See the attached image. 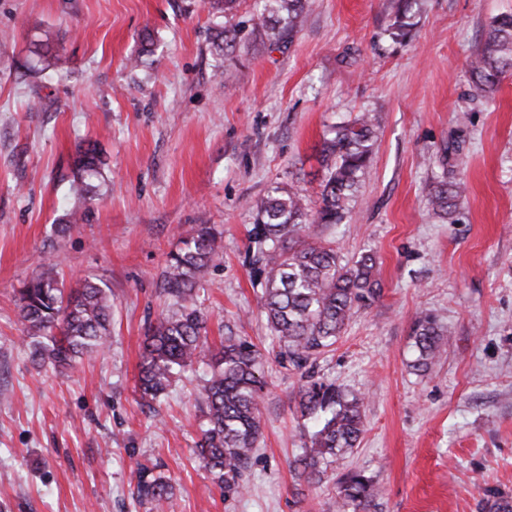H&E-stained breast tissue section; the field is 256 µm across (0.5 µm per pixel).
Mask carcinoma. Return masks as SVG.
<instances>
[{
  "label": "carcinoma",
  "mask_w": 512,
  "mask_h": 512,
  "mask_svg": "<svg viewBox=\"0 0 512 512\" xmlns=\"http://www.w3.org/2000/svg\"><path fill=\"white\" fill-rule=\"evenodd\" d=\"M210 9L225 18L216 22L211 51L218 57L235 49L247 21L231 22L237 0H208ZM306 0H265L254 30L272 45L300 25ZM395 21L389 37L398 43L412 38L420 0H396ZM151 33L142 35L141 48L132 60L135 67L153 54ZM512 70V16L495 18L471 70L479 92H490L501 76ZM375 147L374 118L363 114L331 127L321 149L325 177L318 205L292 188L275 187L256 208L248 230L246 264L252 285L261 289L260 302L267 324L279 341L281 361L306 369L299 390L302 417L312 422L309 444L298 459L299 476L312 484L322 482L336 459L353 452L364 432L365 396L323 377L311 366L331 350L345 333L358 309L370 305L381 293L374 278L376 260L364 252L351 263L342 262L336 242L327 231L341 224L351 212ZM104 162L94 143L76 148L70 192L84 203L94 197L95 181L102 177ZM434 214L448 218L456 207L460 186L447 173L425 188ZM222 233L199 227L182 240L183 247L169 253L161 273V294L175 307L149 325L145 336L139 377L141 398L154 400L163 394L174 375L195 364L207 366L201 398L206 419L199 443V458L219 483L238 486L261 436L259 416L263 380L260 355L242 336L224 337L221 346L207 339L208 317L198 307L195 289L201 276L221 264ZM19 315L33 342V354L56 369L71 365L76 357L99 352L105 345L112 321V293L104 283L89 278L76 289L65 288L54 266H43L19 292ZM414 359L410 367L427 373L443 352L442 327L429 313L414 321ZM337 508L365 512L378 497L374 480L361 470L338 479ZM171 487L151 470L142 471L137 495L160 508ZM482 512H512V497L491 488L486 491Z\"/></svg>",
  "instance_id": "carcinoma-1"
}]
</instances>
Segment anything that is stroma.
<instances>
[{
  "label": "stroma",
  "instance_id": "obj_1",
  "mask_svg": "<svg viewBox=\"0 0 512 512\" xmlns=\"http://www.w3.org/2000/svg\"><path fill=\"white\" fill-rule=\"evenodd\" d=\"M394 12V0H307L280 47L257 39L219 58L204 0H0V512H153L136 494L144 467L172 486L166 512H337L351 470L381 489L369 512H481L486 489L512 495V71L486 94L470 78L512 0H421L405 44L386 36ZM47 29L61 61L43 71ZM146 30L151 66L131 68ZM365 112L372 163L331 235L343 260L374 254L381 295L314 367L365 394V430L308 486L293 470L308 440L302 373L277 357L246 230L274 187L316 200L329 126ZM85 139L103 177L67 225ZM443 171L462 188L448 219L423 196ZM201 224L223 234L222 265L196 288L209 339L247 337L266 381L240 492L198 457L201 371L148 407L138 389L146 329L170 308L160 274ZM48 262L67 284L112 290L105 350L62 373L33 361L17 309ZM422 311L448 340L425 376L410 367Z\"/></svg>",
  "mask_w": 512,
  "mask_h": 512
}]
</instances>
